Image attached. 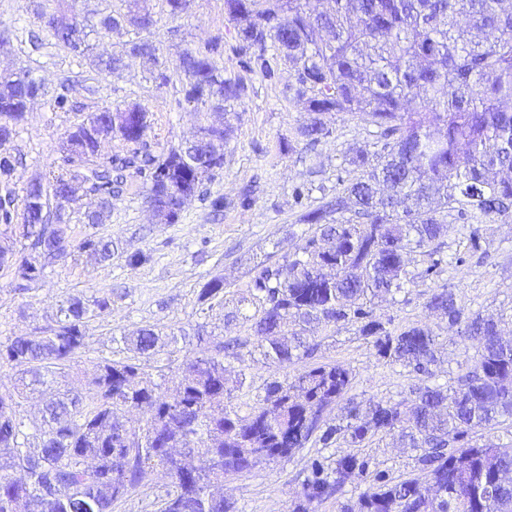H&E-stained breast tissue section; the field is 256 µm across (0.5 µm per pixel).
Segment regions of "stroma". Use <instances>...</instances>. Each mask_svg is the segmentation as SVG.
Returning <instances> with one entry per match:
<instances>
[{"mask_svg":"<svg viewBox=\"0 0 512 512\" xmlns=\"http://www.w3.org/2000/svg\"><path fill=\"white\" fill-rule=\"evenodd\" d=\"M56 0H0V21L10 29L0 43V77L19 69L32 70L44 92L31 104L21 123L18 138L8 145L20 156L12 189L22 194L28 184L45 181L52 165L60 163L64 134L70 126L95 112L131 103L148 112L144 144L160 155L191 139L194 115L177 108L185 80L180 65L184 49L222 36L224 51L215 56L216 67L225 76L238 77L249 87L245 103L236 106L229 121L234 129L224 148V170L203 187L200 197L188 202L178 223L163 224L153 215L139 176L129 175L123 196L101 224L72 221L71 240L79 242L94 232L113 243L112 257L100 261L84 253L50 265L44 277L29 290H18L17 266L0 267V341L26 336L52 325L60 300L68 296H107L110 314L86 324V345L71 367L57 377L59 386L86 383L100 358L129 357L117 337L152 326L178 337L176 345L143 360L151 376L171 375L202 354L203 341L235 339L248 365L253 394L266 383L282 377L284 368L263 360L254 334L249 282L257 266L282 261L303 243L307 225L300 215L334 195L340 181H353L359 170L346 159L355 150L371 147L373 128L357 115L332 114L333 134L307 151L298 134L307 114L289 94L296 82L293 70L281 68L274 82L240 68L233 50L235 33L224 10V0H191L187 13L167 16L163 0H138L140 8L157 15L152 35L170 78L159 85L148 73V64L138 56L125 57L117 70L99 72L90 60L75 61L60 45L49 44L33 52L29 41L44 36L37 8L53 10ZM67 93L76 110L63 112L54 106L59 93ZM290 152H283V143ZM252 188L253 203L241 204L244 188ZM304 188L296 198V188ZM222 199L214 208V199ZM478 232L479 249H472L471 232ZM447 251L457 261L445 267L438 283L454 286L458 303L466 311L493 318L504 335L512 337V222L481 217L469 224H454L447 238ZM224 281L223 304L200 300L205 282ZM427 287L417 283L396 296H382L368 303L386 328L407 326L431 329L437 336V362L433 381L448 386L473 371L479 360L478 341H462L456 327L425 307ZM313 361L339 363L352 372L351 398L355 401H401L425 379L412 369L381 359L372 343L354 324L316 326L310 338ZM346 439L332 447L310 442L290 459L225 478L218 494L233 503V512H291L301 492L310 459L332 460L353 453ZM360 451L373 472L383 471L400 479L417 469L415 449L405 447L398 432L373 437ZM170 486L163 469L146 472L114 512H159Z\"/></svg>","mask_w":512,"mask_h":512,"instance_id":"stroma-1","label":"stroma"}]
</instances>
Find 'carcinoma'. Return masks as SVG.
Listing matches in <instances>:
<instances>
[{
    "label": "carcinoma",
    "mask_w": 512,
    "mask_h": 512,
    "mask_svg": "<svg viewBox=\"0 0 512 512\" xmlns=\"http://www.w3.org/2000/svg\"><path fill=\"white\" fill-rule=\"evenodd\" d=\"M225 8L242 69L267 81L283 65L295 71L293 99L308 112L298 131L306 147L332 135L325 121L331 112L362 117L381 147L375 170L300 215L311 232L298 252L256 270L249 290L264 359L286 368L312 355L314 346L304 337L308 325L357 323L380 358L433 376L432 331L408 326L392 333L364 308V300L394 296L442 272L450 222L467 224L479 215L512 219V11L503 10L500 0H328L318 14L307 0H225ZM132 12L74 25L59 7L43 25L52 40L84 58L92 33L120 26ZM157 24L150 13L139 17L132 25L135 38L124 47L98 50V69H116L124 57L150 45L151 77L168 83L158 47L142 37ZM483 31L494 32L495 39L478 40ZM223 51L224 38L216 36L182 54L185 83L178 106L197 116L205 151L172 148L155 156L139 147L100 162L105 139L138 145L147 128V112L138 106L107 109L66 132L63 165L50 172L47 184L26 188L22 211L11 197L0 200V224L22 220L19 236L40 256L21 261L18 289L31 288L49 264L76 251L112 256V242L95 233L71 250V213L80 212L77 205L91 195L100 210L84 213V223H102L103 211L123 195L131 173L143 179L147 202L161 221H179L185 203L224 166L232 128L209 124L208 111L232 109L249 93L241 78L226 77L213 64L212 56ZM42 90L34 78L0 81L1 148L18 136L26 103ZM17 164L11 153L0 152V184L8 194ZM62 196L76 205L72 212L46 206ZM416 250L428 258L421 273L408 267L407 256ZM200 299L224 301V280L207 281ZM111 307L108 297L68 296L49 329L0 343V368H23L13 389L0 392V448L9 450L0 461V512H113L144 471L157 467L171 479L160 512H229L211 488L226 475L250 470L253 454L289 459L315 437L328 448L339 435L360 448L402 423L401 403L370 400L348 406L342 426L318 424L320 414L350 391L351 372L336 363L308 364L267 383L264 394L251 399L245 360L234 353L239 367L224 364L221 352L230 343L223 341L157 381L135 357H103L86 393L50 400L42 424L27 431L21 399L32 387L54 382L85 347L87 320ZM426 308L458 326L462 339L478 340V364L459 388L426 385L406 399L412 422L405 436L420 450L419 474L398 480L377 474V490L340 512H512V453L476 436L512 418V339L501 336L494 320L465 314L446 283L430 290ZM160 340L151 327L131 341L121 337L148 357ZM131 409L148 414L145 423L134 422ZM30 459L36 466L14 477L19 463ZM368 473V462L355 454L333 466L311 459L302 502L293 512ZM49 483L56 488L50 500L43 493ZM428 484L436 497L425 494Z\"/></svg>",
    "instance_id": "carcinoma-1"
}]
</instances>
